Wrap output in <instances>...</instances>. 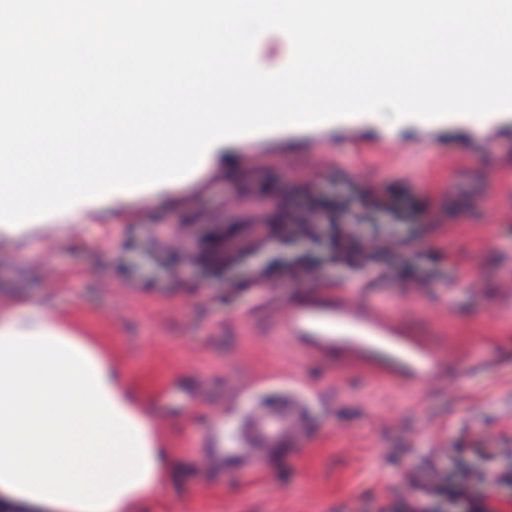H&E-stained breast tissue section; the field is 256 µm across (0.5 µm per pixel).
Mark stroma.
<instances>
[{"label":"stroma","instance_id":"1","mask_svg":"<svg viewBox=\"0 0 512 512\" xmlns=\"http://www.w3.org/2000/svg\"><path fill=\"white\" fill-rule=\"evenodd\" d=\"M325 198L358 200L379 183L407 196L404 223L373 219L383 235L412 239V263L423 285L381 281L326 263L325 279L407 308L417 326L477 337V354L492 365L458 378L435 379L418 396L367 386L349 376L337 386L329 366L298 368L315 391L305 436L275 446L257 439L255 471L241 477L239 439L251 406L282 409L283 387L266 375L288 363L283 348L264 340L261 311L308 291L309 282L274 281L260 300L247 287L259 263L286 264L316 253L307 241H273L224 275H207L179 248L152 245L158 228L186 224L192 239L209 235L208 213L236 222L244 192L268 204H299L300 184ZM242 284L232 299L224 281ZM512 280V112L391 132L357 117L336 124L282 126L246 135L212 165L176 179L161 196L142 191L121 203L101 197L79 210L40 218L24 236L0 234V308L35 300L56 309L111 355L150 415L173 462L136 512H364L369 497L406 492L405 473L430 474L457 443L488 441L485 460L464 452L478 471L512 468V308L496 289ZM259 315L242 326L240 312ZM221 428L220 463L199 449Z\"/></svg>","mask_w":512,"mask_h":512}]
</instances>
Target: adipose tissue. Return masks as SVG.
Segmentation results:
<instances>
[{"mask_svg":"<svg viewBox=\"0 0 512 512\" xmlns=\"http://www.w3.org/2000/svg\"><path fill=\"white\" fill-rule=\"evenodd\" d=\"M169 467L94 338L37 302L0 310V512H128Z\"/></svg>","mask_w":512,"mask_h":512,"instance_id":"adipose-tissue-1","label":"adipose tissue"}]
</instances>
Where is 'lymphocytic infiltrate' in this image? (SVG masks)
<instances>
[{
  "instance_id": "lymphocytic-infiltrate-1",
  "label": "lymphocytic infiltrate",
  "mask_w": 512,
  "mask_h": 512,
  "mask_svg": "<svg viewBox=\"0 0 512 512\" xmlns=\"http://www.w3.org/2000/svg\"><path fill=\"white\" fill-rule=\"evenodd\" d=\"M344 215L343 203L326 204L316 198L299 208L283 205L274 217L259 223L242 220L218 229L211 252L229 263L274 238L308 239L324 243L333 261L354 266L380 259L383 277L420 282L419 273L399 258L409 248V239L364 236L359 225L346 222ZM505 483H512V472L476 474L455 460L426 478L410 473L407 496L397 500L373 497L369 504L371 512H512V499L499 495Z\"/></svg>"
}]
</instances>
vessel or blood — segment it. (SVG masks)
<instances>
[{"instance_id": "1", "label": "vessel or blood", "mask_w": 512, "mask_h": 512, "mask_svg": "<svg viewBox=\"0 0 512 512\" xmlns=\"http://www.w3.org/2000/svg\"><path fill=\"white\" fill-rule=\"evenodd\" d=\"M268 334L289 353L330 365L337 371H356L376 384L412 391L441 377L448 368L466 377L479 364L470 357L466 343L457 336L438 343L381 300L355 299L349 290L321 284L303 297L265 313ZM269 416L256 408L242 434L240 473L254 470L252 447ZM307 402L292 395L280 415L281 443L299 438L305 427Z\"/></svg>"}]
</instances>
